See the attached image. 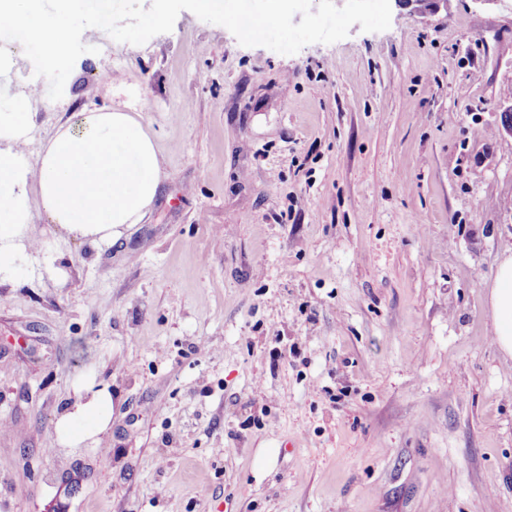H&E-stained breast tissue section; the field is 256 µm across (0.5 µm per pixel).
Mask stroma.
<instances>
[{
    "label": "stroma",
    "instance_id": "stroma-1",
    "mask_svg": "<svg viewBox=\"0 0 512 512\" xmlns=\"http://www.w3.org/2000/svg\"><path fill=\"white\" fill-rule=\"evenodd\" d=\"M91 21L29 151L146 102L167 178L99 249L34 213L0 285V512H512V0L292 55L186 10L142 45ZM80 384L112 423L71 450ZM490 302L494 342L503 355L512 358V249L496 268Z\"/></svg>",
    "mask_w": 512,
    "mask_h": 512
}]
</instances>
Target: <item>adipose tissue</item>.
I'll list each match as a JSON object with an SVG mask.
<instances>
[{
    "label": "adipose tissue",
    "instance_id": "obj_1",
    "mask_svg": "<svg viewBox=\"0 0 512 512\" xmlns=\"http://www.w3.org/2000/svg\"><path fill=\"white\" fill-rule=\"evenodd\" d=\"M77 0H0V28L36 42L35 57L0 53V284L25 270L34 244L33 209L62 238L108 244L143 221L166 177L164 160L142 115L117 107L74 113L55 126L37 155L28 146L34 122L27 97L9 89L22 70L49 78L67 59L70 20ZM494 342L512 358V252L498 264L491 290ZM112 395L79 386L56 420L60 445L98 441L110 426Z\"/></svg>",
    "mask_w": 512,
    "mask_h": 512
}]
</instances>
